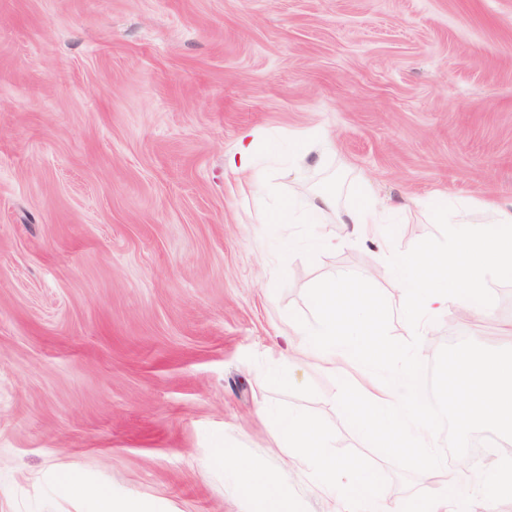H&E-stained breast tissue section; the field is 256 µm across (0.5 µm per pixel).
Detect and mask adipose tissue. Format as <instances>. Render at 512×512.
<instances>
[{
	"instance_id": "adipose-tissue-1",
	"label": "adipose tissue",
	"mask_w": 512,
	"mask_h": 512,
	"mask_svg": "<svg viewBox=\"0 0 512 512\" xmlns=\"http://www.w3.org/2000/svg\"><path fill=\"white\" fill-rule=\"evenodd\" d=\"M386 210V204L372 193L343 209L335 195L325 193L281 201L269 222L276 226L316 224L323 213L334 211L340 222L347 224L350 236L366 239L380 232ZM484 210L487 219L476 227L467 210L451 212L438 206L440 217L451 229L448 248L416 253L390 250V271L396 286L406 295L414 318L432 320L452 302L469 309L472 315L487 316V272L512 276V203L488 201ZM271 428L276 441L293 454L298 470L314 478L328 500L346 501L351 512H412L408 502L381 501L370 489L373 473L326 452L327 434L314 417L293 411L280 413L272 418ZM224 458L232 462L247 490L251 512H287L285 495L273 480L260 478L232 450H225ZM469 507L470 478L461 471L446 478L428 500L426 512H470Z\"/></svg>"
}]
</instances>
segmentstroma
Instances as JSON below:
<instances>
[{
	"label": "stroma",
	"instance_id": "stroma-1",
	"mask_svg": "<svg viewBox=\"0 0 512 512\" xmlns=\"http://www.w3.org/2000/svg\"><path fill=\"white\" fill-rule=\"evenodd\" d=\"M317 132L330 153L300 155ZM252 141L260 192L227 168ZM362 187L396 211L398 250L448 243L432 199L512 202V0H0V512H92L81 487L142 512H250L232 448L328 512L262 409L298 410L328 451L424 502L346 423L335 376L289 367L307 290L355 273L408 340L388 253L328 216L267 234L272 197ZM492 328L422 338L512 347V280L489 271Z\"/></svg>",
	"mask_w": 512,
	"mask_h": 512
}]
</instances>
